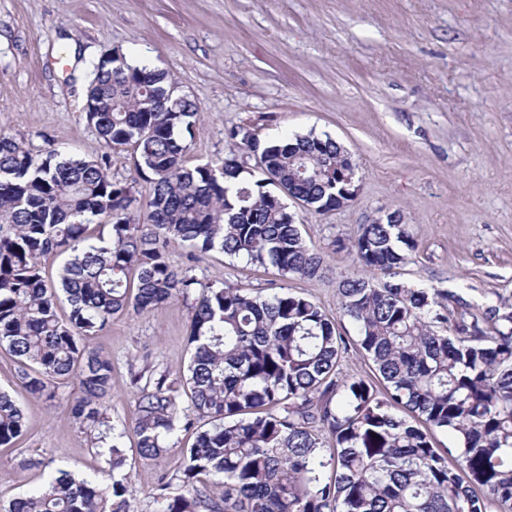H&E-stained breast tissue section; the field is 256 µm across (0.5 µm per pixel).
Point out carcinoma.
Here are the masks:
<instances>
[{
    "label": "carcinoma",
    "mask_w": 512,
    "mask_h": 512,
    "mask_svg": "<svg viewBox=\"0 0 512 512\" xmlns=\"http://www.w3.org/2000/svg\"><path fill=\"white\" fill-rule=\"evenodd\" d=\"M86 118L109 149L131 148L150 192L134 218L131 189L101 160L55 148L33 153L0 132V349L33 396L61 380L79 396L70 418L105 456L82 478L48 470L44 484L0 512H129L124 439L159 459L180 449L184 492L162 480L155 512H495L512 505V304L471 306L440 288L395 279L417 243L406 224H361L335 246L355 252L367 276L338 286L349 339L314 301L288 289L261 297L244 286L203 283L177 272L169 247L187 257L218 250L313 278L323 257L303 238L285 198L316 212L336 209V172L347 163L335 140L312 133L261 144L248 126L226 137L221 163L189 168L185 134L195 104L169 97L167 75L117 52L91 62ZM259 160L263 178L238 159ZM107 221L111 236L90 225ZM61 259L56 279L45 277ZM196 293L190 357L182 373L142 369L132 431L112 424L106 401L112 359L89 346L116 315L141 314ZM70 306L59 314L61 300ZM375 379L341 371L349 348ZM190 400L177 401L179 392ZM206 420L194 442L178 433ZM26 431L23 410L0 391V447ZM452 444L439 448L434 433ZM207 481L209 492L197 484Z\"/></svg>",
    "instance_id": "1"
}]
</instances>
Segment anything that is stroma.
Here are the masks:
<instances>
[{"label": "stroma", "mask_w": 512, "mask_h": 512, "mask_svg": "<svg viewBox=\"0 0 512 512\" xmlns=\"http://www.w3.org/2000/svg\"><path fill=\"white\" fill-rule=\"evenodd\" d=\"M112 49L166 71L196 104L188 166L229 155L225 131L235 125L263 143L327 135L358 165L353 201L298 212L304 239L325 260L319 277L285 280L217 250L191 260L177 246L170 260L180 272L264 296L285 286L334 318L339 282L363 272L334 240L397 211L418 244L398 280L474 305L512 299V0H0V132L37 154L54 147L107 158L137 215L149 183L126 150L104 145L83 110L90 62ZM192 304L178 297L115 317L91 338L112 358L117 427L135 420L130 367L186 365ZM0 389L27 420L13 447H0V501L43 484L38 459L77 476L103 467L69 418L75 381L59 382L53 399L31 396L0 351ZM177 465L173 453L133 461L130 512H154L161 477L182 493Z\"/></svg>", "instance_id": "1"}]
</instances>
